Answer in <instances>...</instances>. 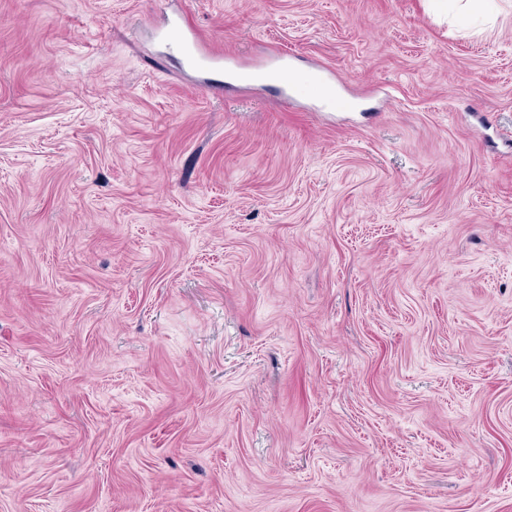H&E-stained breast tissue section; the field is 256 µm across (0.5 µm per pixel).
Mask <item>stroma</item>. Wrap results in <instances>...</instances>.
I'll return each instance as SVG.
<instances>
[{"label": "stroma", "mask_w": 512, "mask_h": 512, "mask_svg": "<svg viewBox=\"0 0 512 512\" xmlns=\"http://www.w3.org/2000/svg\"><path fill=\"white\" fill-rule=\"evenodd\" d=\"M0 512H512V0H0ZM159 36L166 49L176 50L188 68L215 77L224 76V60L226 63L228 59L200 40L195 29L187 23L183 12L174 14L160 30ZM287 55L278 53L268 63L252 69L235 68L229 69L228 73L238 82L245 84H256L263 82L278 83L286 97L288 98V90L296 89L297 83L293 77H289Z\"/></svg>", "instance_id": "stroma-1"}]
</instances>
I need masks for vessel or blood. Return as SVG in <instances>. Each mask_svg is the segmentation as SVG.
<instances>
[{
	"label": "vessel or blood",
	"mask_w": 512,
	"mask_h": 512,
	"mask_svg": "<svg viewBox=\"0 0 512 512\" xmlns=\"http://www.w3.org/2000/svg\"><path fill=\"white\" fill-rule=\"evenodd\" d=\"M159 36L166 49L177 51L184 64L192 70L217 77L228 73L234 80L245 84L274 82L286 91L296 88L293 78L288 74L287 57L282 53L257 68L225 71L223 53L212 50L200 40L194 28L187 23L184 13L174 14L160 30Z\"/></svg>",
	"instance_id": "1"
}]
</instances>
